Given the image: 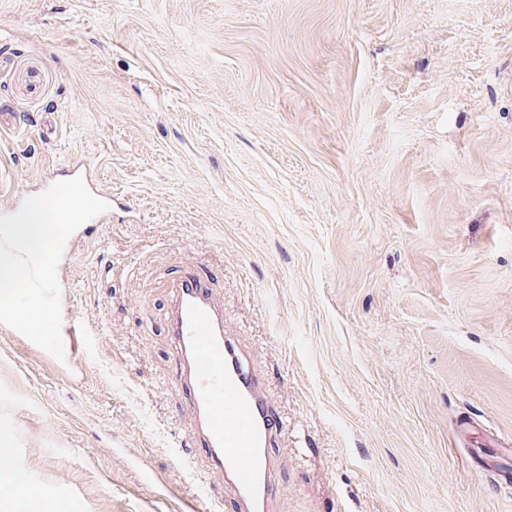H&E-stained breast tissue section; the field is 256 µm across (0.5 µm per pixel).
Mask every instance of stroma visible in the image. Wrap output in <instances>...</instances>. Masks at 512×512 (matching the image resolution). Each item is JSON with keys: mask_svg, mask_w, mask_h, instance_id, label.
Instances as JSON below:
<instances>
[{"mask_svg": "<svg viewBox=\"0 0 512 512\" xmlns=\"http://www.w3.org/2000/svg\"><path fill=\"white\" fill-rule=\"evenodd\" d=\"M0 110V192L112 193L59 262L79 359L0 335L55 512H225L167 331L192 265L284 423L270 512H512V0H0Z\"/></svg>", "mask_w": 512, "mask_h": 512, "instance_id": "1", "label": "stroma"}]
</instances>
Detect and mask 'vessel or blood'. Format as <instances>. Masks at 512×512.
<instances>
[{
	"instance_id": "obj_1",
	"label": "vessel or blood",
	"mask_w": 512,
	"mask_h": 512,
	"mask_svg": "<svg viewBox=\"0 0 512 512\" xmlns=\"http://www.w3.org/2000/svg\"><path fill=\"white\" fill-rule=\"evenodd\" d=\"M64 354L78 357L82 325L61 326ZM179 386L196 422V441L233 492L229 512H266L281 476L273 451L282 426L263 396V382L224 334L223 312L194 270L183 272L169 323Z\"/></svg>"
}]
</instances>
